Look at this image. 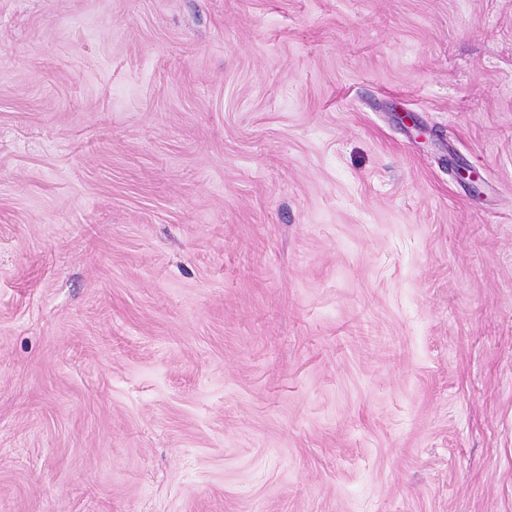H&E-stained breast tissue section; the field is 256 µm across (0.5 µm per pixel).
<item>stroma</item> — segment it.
<instances>
[{"label": "stroma", "mask_w": 512, "mask_h": 512, "mask_svg": "<svg viewBox=\"0 0 512 512\" xmlns=\"http://www.w3.org/2000/svg\"><path fill=\"white\" fill-rule=\"evenodd\" d=\"M0 512H512V0H0Z\"/></svg>", "instance_id": "obj_1"}]
</instances>
